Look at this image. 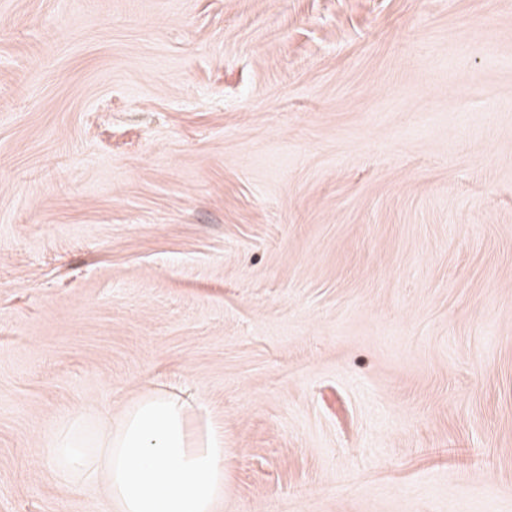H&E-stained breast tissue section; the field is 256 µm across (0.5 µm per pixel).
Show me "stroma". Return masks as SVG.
Returning a JSON list of instances; mask_svg holds the SVG:
<instances>
[{
  "mask_svg": "<svg viewBox=\"0 0 512 512\" xmlns=\"http://www.w3.org/2000/svg\"><path fill=\"white\" fill-rule=\"evenodd\" d=\"M157 384L212 512H512V0H0V512Z\"/></svg>",
  "mask_w": 512,
  "mask_h": 512,
  "instance_id": "35a3bbf8",
  "label": "stroma"
}]
</instances>
